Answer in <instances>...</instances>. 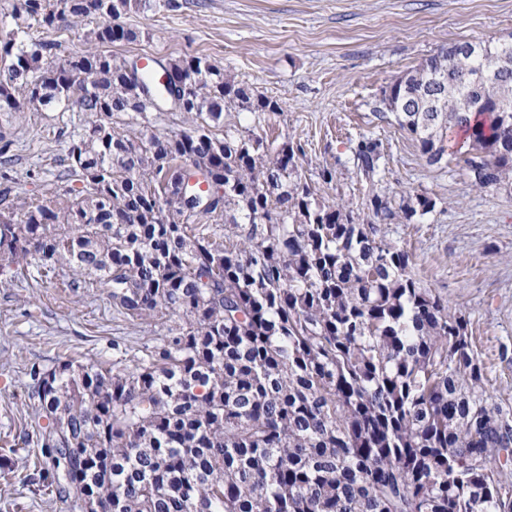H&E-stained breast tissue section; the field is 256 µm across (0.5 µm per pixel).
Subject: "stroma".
Masks as SVG:
<instances>
[{"mask_svg": "<svg viewBox=\"0 0 512 512\" xmlns=\"http://www.w3.org/2000/svg\"><path fill=\"white\" fill-rule=\"evenodd\" d=\"M123 16L140 37L116 55L208 56L237 82L277 100L261 126L270 139L302 144L303 173L319 196L361 203L366 184L353 161L362 137L379 140L381 185L393 199L425 195L433 212L392 224L393 241L412 258L420 283L468 320L492 404L512 410V195L475 189L454 162L467 150L450 133L440 163H429L396 125L373 108L395 77L460 42L512 35V0H176ZM85 115L50 106L0 112V208L42 197L64 173L67 148ZM336 177L324 184L323 168ZM67 268L21 277L0 288V512H69L28 414L35 402L31 367L72 359L111 365L112 344L144 351L165 333L161 321L129 323L106 290H71Z\"/></svg>", "mask_w": 512, "mask_h": 512, "instance_id": "1", "label": "stroma"}]
</instances>
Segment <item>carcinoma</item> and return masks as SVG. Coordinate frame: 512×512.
Listing matches in <instances>:
<instances>
[{
    "label": "carcinoma",
    "mask_w": 512,
    "mask_h": 512,
    "mask_svg": "<svg viewBox=\"0 0 512 512\" xmlns=\"http://www.w3.org/2000/svg\"><path fill=\"white\" fill-rule=\"evenodd\" d=\"M149 6L16 0L0 39V112L57 104L88 118L60 184L0 209L10 281L67 265L73 290L95 283L127 317L169 322L140 356L113 344L110 367L30 371L28 417L60 497L80 512H500L512 466L485 451L512 455V418L489 403L465 316L382 228L435 204L392 205L370 137L353 148L360 206L318 198L302 147L241 124L279 103L206 57L157 62L168 87L143 68L131 79L105 48L136 41L119 19ZM62 28L87 49L57 65ZM472 47L404 72L376 116H393L432 164L463 130L471 184L512 193V67L474 106L461 101L468 74L512 44ZM173 92L188 129L118 126L151 111L145 95Z\"/></svg>",
    "instance_id": "1"
}]
</instances>
